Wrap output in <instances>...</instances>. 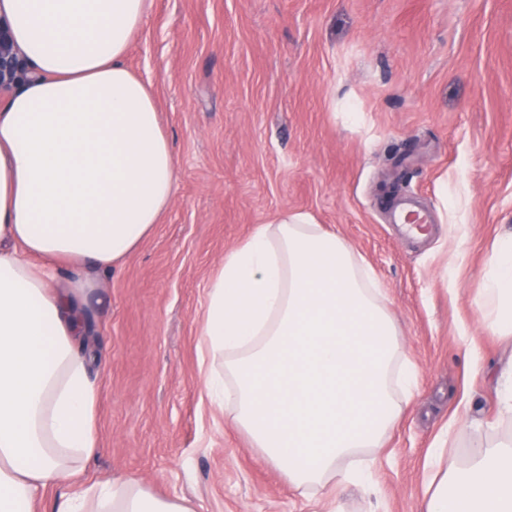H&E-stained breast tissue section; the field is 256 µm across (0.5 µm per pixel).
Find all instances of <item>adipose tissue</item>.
Returning <instances> with one entry per match:
<instances>
[{
  "label": "adipose tissue",
  "instance_id": "adipose-tissue-1",
  "mask_svg": "<svg viewBox=\"0 0 512 512\" xmlns=\"http://www.w3.org/2000/svg\"><path fill=\"white\" fill-rule=\"evenodd\" d=\"M152 0H0L21 72L0 96V512H192L126 480L75 491L99 445L91 301L160 223L177 166L150 87L126 64ZM70 275L60 278L62 264ZM512 346V236L478 299ZM209 403L288 482L369 485L415 371L370 270L306 213L260 223L225 254L200 318ZM443 461L425 512H512V438Z\"/></svg>",
  "mask_w": 512,
  "mask_h": 512
}]
</instances>
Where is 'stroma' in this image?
Segmentation results:
<instances>
[{"label": "stroma", "mask_w": 512, "mask_h": 512, "mask_svg": "<svg viewBox=\"0 0 512 512\" xmlns=\"http://www.w3.org/2000/svg\"><path fill=\"white\" fill-rule=\"evenodd\" d=\"M126 63L154 94L178 180L97 312L86 482L132 478L193 512H424L441 432L459 459L512 434L494 390L508 351L476 306L512 232V0H153ZM396 179L435 214L425 240L387 221L380 186ZM286 209L370 267L417 371L371 487L310 499L200 387L209 282ZM467 398L479 426L451 422Z\"/></svg>", "instance_id": "1"}]
</instances>
